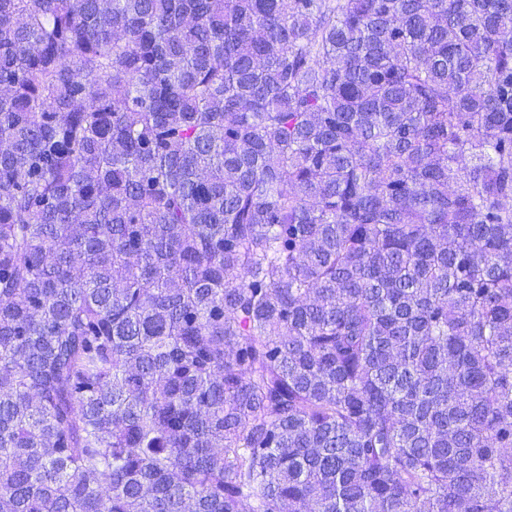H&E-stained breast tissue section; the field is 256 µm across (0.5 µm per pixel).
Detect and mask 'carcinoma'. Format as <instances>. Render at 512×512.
<instances>
[{
    "label": "carcinoma",
    "mask_w": 512,
    "mask_h": 512,
    "mask_svg": "<svg viewBox=\"0 0 512 512\" xmlns=\"http://www.w3.org/2000/svg\"><path fill=\"white\" fill-rule=\"evenodd\" d=\"M0 512H512V0H0Z\"/></svg>",
    "instance_id": "obj_1"
}]
</instances>
